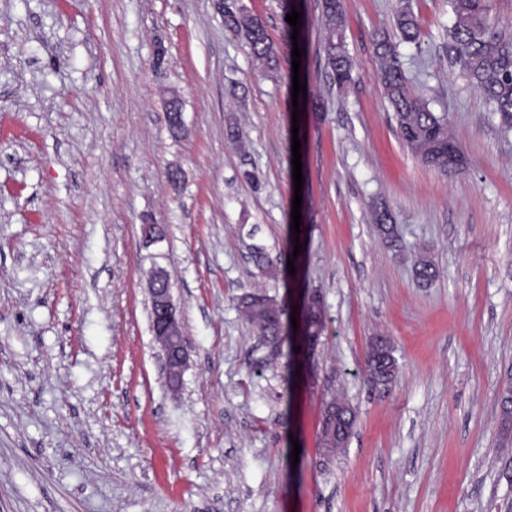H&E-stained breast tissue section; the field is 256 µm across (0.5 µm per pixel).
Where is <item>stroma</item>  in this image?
Segmentation results:
<instances>
[{
    "instance_id": "35a3bbf8",
    "label": "stroma",
    "mask_w": 512,
    "mask_h": 512,
    "mask_svg": "<svg viewBox=\"0 0 512 512\" xmlns=\"http://www.w3.org/2000/svg\"><path fill=\"white\" fill-rule=\"evenodd\" d=\"M244 2L279 44L278 70L213 0H0V512H512L498 408L512 134L448 60L446 0H410L420 38L399 52L463 168L429 167L397 137L374 42L399 0H343V89L326 73L321 0H303L318 105L301 115L299 188L283 11ZM381 200L391 244L372 221ZM422 257L437 270L426 284ZM154 268L188 350L176 392L150 325ZM308 290L326 330L292 388L287 351L261 345L237 302L263 292L290 309ZM375 336L398 361L386 390L364 372ZM337 394L357 422L326 458L318 431Z\"/></svg>"
}]
</instances>
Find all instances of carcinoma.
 <instances>
[{"label": "carcinoma", "instance_id": "obj_1", "mask_svg": "<svg viewBox=\"0 0 512 512\" xmlns=\"http://www.w3.org/2000/svg\"><path fill=\"white\" fill-rule=\"evenodd\" d=\"M452 23L448 28V48L455 53V63L468 83L484 96L491 111L500 115L501 123L512 130V32L498 30L490 15V0H449ZM321 24L326 31L324 45L326 68L338 88L347 87L353 80V60L345 42L346 17L341 0H323ZM224 27L245 39L251 54L267 69L278 63V48L263 21L242 2L224 13ZM395 27L405 43L419 37L416 16L404 4L396 14ZM377 79L397 121V133L402 142L421 161L444 172H455L463 163L460 147L448 133L447 122L429 108L428 102L415 93L400 61L398 45L383 34L376 42ZM172 132L182 129L181 104L172 100L166 114ZM374 221L386 241L395 236L390 211L374 208ZM239 305L248 321L261 333L284 343L278 327L285 309L266 294L240 298ZM502 436L512 441V382L501 390ZM356 422V412L345 410L338 415L322 416L320 447L331 456L347 446Z\"/></svg>", "mask_w": 512, "mask_h": 512}]
</instances>
